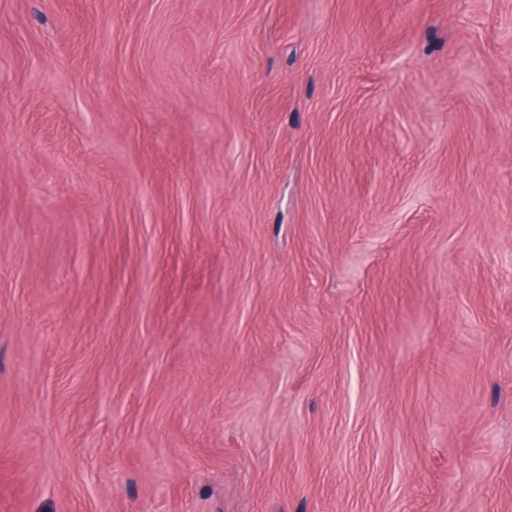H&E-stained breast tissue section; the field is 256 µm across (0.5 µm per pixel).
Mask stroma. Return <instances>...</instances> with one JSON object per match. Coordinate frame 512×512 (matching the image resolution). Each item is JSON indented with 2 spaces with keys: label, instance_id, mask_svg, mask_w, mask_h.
<instances>
[{
  "label": "stroma",
  "instance_id": "1",
  "mask_svg": "<svg viewBox=\"0 0 512 512\" xmlns=\"http://www.w3.org/2000/svg\"><path fill=\"white\" fill-rule=\"evenodd\" d=\"M0 512H512V0H0Z\"/></svg>",
  "mask_w": 512,
  "mask_h": 512
}]
</instances>
